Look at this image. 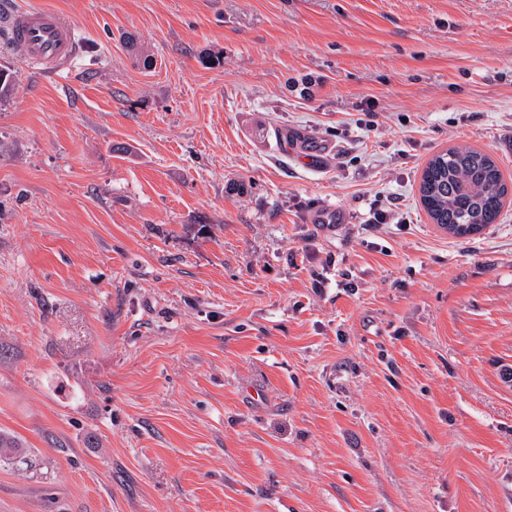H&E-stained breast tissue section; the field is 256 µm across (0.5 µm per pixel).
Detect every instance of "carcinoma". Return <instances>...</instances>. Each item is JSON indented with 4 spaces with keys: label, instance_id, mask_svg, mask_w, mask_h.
Wrapping results in <instances>:
<instances>
[{
    "label": "carcinoma",
    "instance_id": "1",
    "mask_svg": "<svg viewBox=\"0 0 512 512\" xmlns=\"http://www.w3.org/2000/svg\"><path fill=\"white\" fill-rule=\"evenodd\" d=\"M420 200L428 216L449 234H479L499 216L509 189L496 162L471 147L435 154L421 175Z\"/></svg>",
    "mask_w": 512,
    "mask_h": 512
}]
</instances>
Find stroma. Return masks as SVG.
Listing matches in <instances>:
<instances>
[{
    "mask_svg": "<svg viewBox=\"0 0 512 512\" xmlns=\"http://www.w3.org/2000/svg\"><path fill=\"white\" fill-rule=\"evenodd\" d=\"M20 8L78 50L0 35V512H512V203L419 193L512 183V0ZM0 28L23 48L28 61L50 70L68 68L76 55L72 25L53 11L15 10L8 17H0ZM420 200L440 229L467 238L499 216L509 189L496 162L471 147L435 154L421 175Z\"/></svg>",
    "mask_w": 512,
    "mask_h": 512,
    "instance_id": "stroma-1",
    "label": "stroma"
}]
</instances>
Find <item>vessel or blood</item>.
I'll return each mask as SVG.
<instances>
[{"label":"vessel or blood","mask_w":512,"mask_h":512,"mask_svg":"<svg viewBox=\"0 0 512 512\" xmlns=\"http://www.w3.org/2000/svg\"><path fill=\"white\" fill-rule=\"evenodd\" d=\"M0 30L19 44L28 61L48 69L68 68L77 50L72 25L59 14L43 9H19L0 18Z\"/></svg>","instance_id":"obj_1"}]
</instances>
